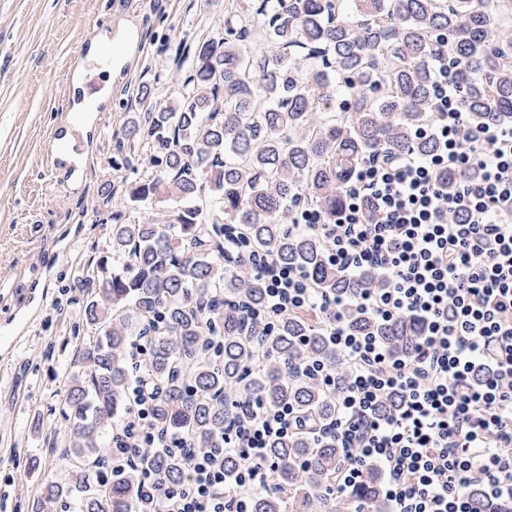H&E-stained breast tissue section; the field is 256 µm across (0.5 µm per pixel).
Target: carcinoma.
<instances>
[{
  "label": "carcinoma",
  "instance_id": "carcinoma-1",
  "mask_svg": "<svg viewBox=\"0 0 512 512\" xmlns=\"http://www.w3.org/2000/svg\"><path fill=\"white\" fill-rule=\"evenodd\" d=\"M439 32L448 34L467 118L512 122V0H250L224 13L208 40L178 47L174 63L189 69L174 104L139 89L142 112L119 141L134 178L119 191L107 186L103 203L115 220L127 205L143 216L112 225V256L83 279L90 335L71 358L62 399L67 472L45 483L44 499L64 512H143L144 474L180 480L191 452L224 443L256 397L291 404L322 436L293 434L271 448L275 491L258 494L253 512H380L371 468L348 499L327 493L347 450L327 433L335 401L298 366L319 359L341 377L348 365L316 315L285 314L266 334L244 310L263 303L253 264L272 254L348 299L341 313L354 330L374 333L396 358L414 353L415 317L380 323L354 305L360 289L386 287L380 271L345 273L317 233L288 224L303 209L333 220L365 159L433 150L413 132L431 118V36ZM229 238L244 250H226ZM141 375L150 380L155 433L186 446L153 448L93 485L90 472L106 465L104 445L129 418V390Z\"/></svg>",
  "mask_w": 512,
  "mask_h": 512
}]
</instances>
